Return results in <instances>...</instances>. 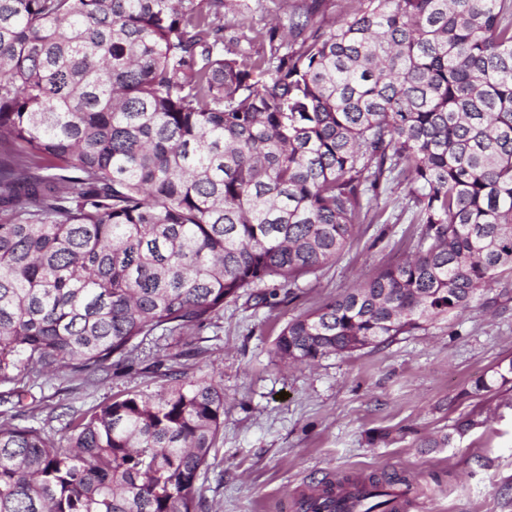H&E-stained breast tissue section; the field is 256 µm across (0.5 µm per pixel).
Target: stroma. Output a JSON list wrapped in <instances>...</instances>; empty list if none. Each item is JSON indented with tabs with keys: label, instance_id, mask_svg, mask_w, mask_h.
Here are the masks:
<instances>
[{
	"label": "stroma",
	"instance_id": "35a3bbf8",
	"mask_svg": "<svg viewBox=\"0 0 512 512\" xmlns=\"http://www.w3.org/2000/svg\"><path fill=\"white\" fill-rule=\"evenodd\" d=\"M289 12L284 0H241L223 23L232 32L263 29L287 22ZM405 194L402 186L384 193L374 222L360 225L336 260L299 278L293 296L276 306L245 296L225 303L210 325L155 337L92 385L65 367L53 375L22 372L33 407L21 414L0 402V423L61 442L67 413L157 391L172 366L211 376L224 390V429L196 483L201 512H295L311 480L382 468L414 475L416 512H512V382L456 399L512 363V292L393 342L311 365H287L272 354L288 321L415 249L418 229ZM469 413L478 426L456 435V421Z\"/></svg>",
	"mask_w": 512,
	"mask_h": 512
}]
</instances>
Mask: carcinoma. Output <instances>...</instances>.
<instances>
[{
  "instance_id": "carcinoma-1",
  "label": "carcinoma",
  "mask_w": 512,
  "mask_h": 512,
  "mask_svg": "<svg viewBox=\"0 0 512 512\" xmlns=\"http://www.w3.org/2000/svg\"><path fill=\"white\" fill-rule=\"evenodd\" d=\"M299 0L240 48L233 0H0V386L94 383L157 332L336 259L408 187L416 251L273 342L309 364L491 303L512 279V0ZM71 416L0 425V512H199L224 428L213 379L165 373ZM301 512H393L398 471Z\"/></svg>"
}]
</instances>
